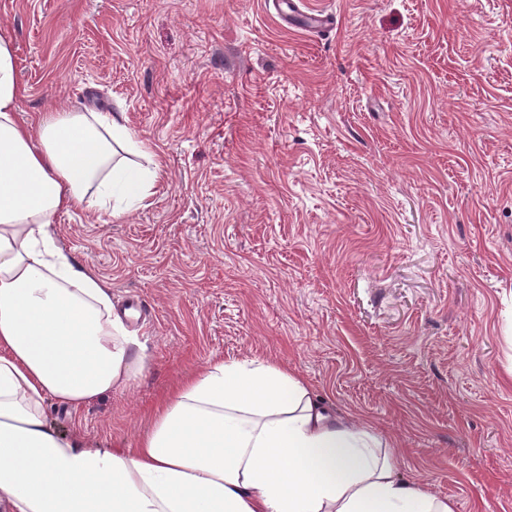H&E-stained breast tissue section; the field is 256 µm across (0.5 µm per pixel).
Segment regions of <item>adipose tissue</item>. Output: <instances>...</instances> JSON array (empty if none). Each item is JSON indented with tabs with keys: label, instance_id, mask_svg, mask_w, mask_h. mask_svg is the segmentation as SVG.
<instances>
[{
	"label": "adipose tissue",
	"instance_id": "adipose-tissue-1",
	"mask_svg": "<svg viewBox=\"0 0 512 512\" xmlns=\"http://www.w3.org/2000/svg\"><path fill=\"white\" fill-rule=\"evenodd\" d=\"M14 39L0 33V512H454L398 472L392 445L342 417L296 372L215 359L179 379L138 447L89 443L50 421L145 368L109 288L76 269L55 218L117 216L149 196L159 163L91 110L25 123Z\"/></svg>",
	"mask_w": 512,
	"mask_h": 512
}]
</instances>
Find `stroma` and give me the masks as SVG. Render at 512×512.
<instances>
[{"label": "stroma", "mask_w": 512, "mask_h": 512, "mask_svg": "<svg viewBox=\"0 0 512 512\" xmlns=\"http://www.w3.org/2000/svg\"><path fill=\"white\" fill-rule=\"evenodd\" d=\"M0 0L35 123L121 119L161 164L59 246L112 293L146 370L55 423L137 447L214 358L298 372L455 512H512V0ZM282 19L290 27H299L309 31L331 29L335 18L322 9L310 8L302 0H278Z\"/></svg>", "instance_id": "obj_1"}]
</instances>
